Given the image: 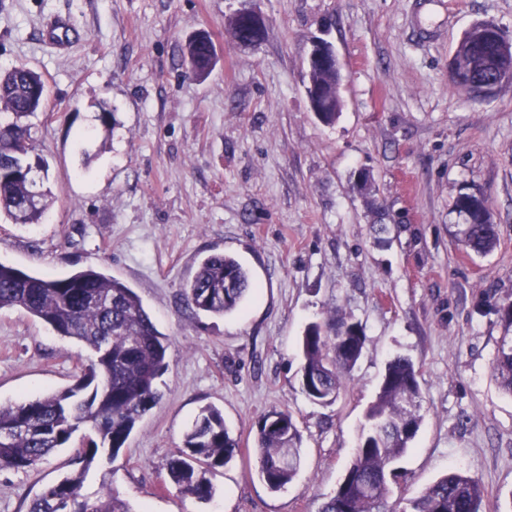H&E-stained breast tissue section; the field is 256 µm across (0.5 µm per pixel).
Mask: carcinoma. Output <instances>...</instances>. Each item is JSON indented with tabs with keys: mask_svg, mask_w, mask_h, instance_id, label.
<instances>
[{
	"mask_svg": "<svg viewBox=\"0 0 512 512\" xmlns=\"http://www.w3.org/2000/svg\"><path fill=\"white\" fill-rule=\"evenodd\" d=\"M212 40L196 35L185 45L184 58L196 72L210 65ZM499 51L495 41L480 33H465L452 60L459 77L473 83L489 80L485 55ZM341 73L333 66L312 65L308 82L323 93L328 111L318 119L332 124L341 109ZM40 74L21 64L0 72V215L15 224H37L48 206L50 191L37 189L25 165L36 162L30 126L23 119L35 114L44 101ZM463 241L477 254L491 252L497 243L492 217L464 225ZM247 269L234 257L211 254L202 260L184 287V303L195 311L224 316L238 310L251 292ZM19 309L72 339L92 353L72 386L20 404L0 406V469L27 471L57 449L68 446L82 428L90 429L82 447L80 469L46 486L28 512H131L111 492L92 499L83 493L86 475L97 455L117 457L139 419L159 401L157 379L168 368L167 338L145 310L137 293L121 280L94 268L60 279L31 274L0 263V309ZM504 336L493 370L500 389L512 396V300L499 307ZM366 336L362 327L343 318L309 324L301 339L300 373L318 381L316 392L304 391L316 404H332L346 391L361 356ZM418 370L397 356L387 365L375 401L366 412L349 469L335 494L319 512H393V466L410 449L415 434L407 424L420 426L422 399ZM302 433L292 413L274 410L257 424L252 456L261 480L272 492L288 485L301 465ZM239 449L224 425V416L207 408L185 436V446L167 464V479L180 492L201 502L215 493L210 474L224 467ZM483 487L478 478L450 472L411 498L406 512H481Z\"/></svg>",
	"mask_w": 512,
	"mask_h": 512,
	"instance_id": "cac0c4a2",
	"label": "carcinoma"
}]
</instances>
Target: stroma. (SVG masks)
Masks as SVG:
<instances>
[{
	"label": "stroma",
	"instance_id": "stroma-1",
	"mask_svg": "<svg viewBox=\"0 0 512 512\" xmlns=\"http://www.w3.org/2000/svg\"><path fill=\"white\" fill-rule=\"evenodd\" d=\"M236 0H0V71L24 64L46 88L28 123L48 162L40 223L0 218V263L52 278L93 267L132 288L168 339L159 403L117 458L101 454L84 491L112 489L132 512H319L351 459L387 362L419 370L423 421L398 462L389 505L448 471L476 475L483 512H512V397L493 377L512 298V82L475 100L450 76L464 32L512 39V0H257V47L225 30ZM82 38L59 52L45 23ZM209 33L216 62L194 77L186 41ZM340 63L341 113L317 120L306 92L317 40ZM111 112L102 124V112ZM373 187L357 188L359 170ZM481 193L499 243L464 245L457 196ZM214 252L251 273L241 309L211 316L181 294ZM361 324L347 392L320 405L298 371L306 326ZM88 351L17 309L0 310V405L74 382ZM222 411L241 452L187 497L166 464L205 407ZM289 410L304 455L270 491L246 452L257 422ZM80 441L25 472L0 470V512H27L76 467Z\"/></svg>",
	"mask_w": 512,
	"mask_h": 512
}]
</instances>
